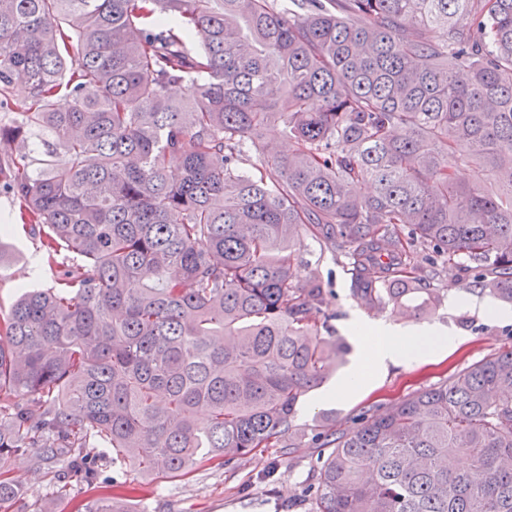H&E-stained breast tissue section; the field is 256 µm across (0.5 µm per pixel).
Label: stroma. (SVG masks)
<instances>
[{
	"label": "stroma",
	"mask_w": 512,
	"mask_h": 512,
	"mask_svg": "<svg viewBox=\"0 0 512 512\" xmlns=\"http://www.w3.org/2000/svg\"><path fill=\"white\" fill-rule=\"evenodd\" d=\"M0 247L10 255L9 262L0 268V305L6 307L15 301L19 287L52 286L49 271L30 269L33 260L41 256L39 235L15 225L9 234L0 237ZM413 262L421 268L436 266L438 275L433 285L448 291V304L434 316L420 319L408 313L358 306L349 292L345 255L314 237L305 238L296 279L304 282L315 275L321 277L328 290V309L334 314L330 330L349 345L350 351L346 365L303 397L296 421L299 430H309L318 420L334 429L351 428L360 416L375 414L395 399L441 384L454 371L512 348V305L498 306L499 311L508 312L505 320L473 308L469 286L474 272L466 263L435 261L431 251L421 247L415 251ZM356 319L386 320L405 333L424 325H440L460 336L461 342L418 365L388 366L371 378L364 391L339 396L335 393L337 383L358 362V338L352 331ZM318 454L315 448H266L230 467L217 459H204L188 475L152 480L136 471L123 472L100 462L95 464L94 478L88 482L72 476L63 461L24 453L0 464V473L14 480L18 488L8 512H35L47 500L54 501L57 512H76L99 487L115 479L135 487L129 499L133 512H282L284 505L294 501L311 482Z\"/></svg>",
	"instance_id": "obj_1"
}]
</instances>
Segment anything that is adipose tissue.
Here are the masks:
<instances>
[{
  "mask_svg": "<svg viewBox=\"0 0 512 512\" xmlns=\"http://www.w3.org/2000/svg\"><path fill=\"white\" fill-rule=\"evenodd\" d=\"M353 331L361 339L360 350L364 360L378 370L390 363H418L458 342L457 336L442 326H424L404 334L389 322L368 324L357 320L353 323Z\"/></svg>",
  "mask_w": 512,
  "mask_h": 512,
  "instance_id": "1",
  "label": "adipose tissue"
}]
</instances>
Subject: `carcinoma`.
<instances>
[{"label":"carcinoma","instance_id":"obj_1","mask_svg":"<svg viewBox=\"0 0 512 512\" xmlns=\"http://www.w3.org/2000/svg\"><path fill=\"white\" fill-rule=\"evenodd\" d=\"M0 188L72 261L0 308V461L185 476L286 440L330 449L308 512H512V349L308 444L349 348L293 276L311 234L361 306L430 316L424 247L512 303V0H0Z\"/></svg>","mask_w":512,"mask_h":512}]
</instances>
